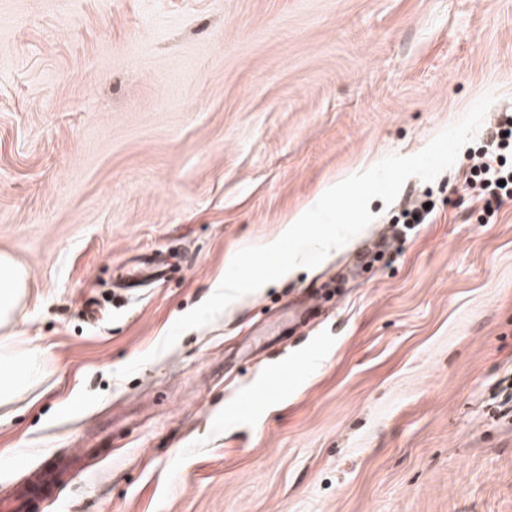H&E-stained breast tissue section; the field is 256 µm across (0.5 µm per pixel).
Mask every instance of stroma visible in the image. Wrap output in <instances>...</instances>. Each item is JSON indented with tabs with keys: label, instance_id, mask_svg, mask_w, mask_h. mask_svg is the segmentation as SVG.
Returning <instances> with one entry per match:
<instances>
[{
	"label": "stroma",
	"instance_id": "1",
	"mask_svg": "<svg viewBox=\"0 0 512 512\" xmlns=\"http://www.w3.org/2000/svg\"><path fill=\"white\" fill-rule=\"evenodd\" d=\"M487 93L478 143L512 109V0H0V253L43 358L0 407V497L92 448L38 512H512V201L479 223L467 152L116 376L239 249Z\"/></svg>",
	"mask_w": 512,
	"mask_h": 512
}]
</instances>
